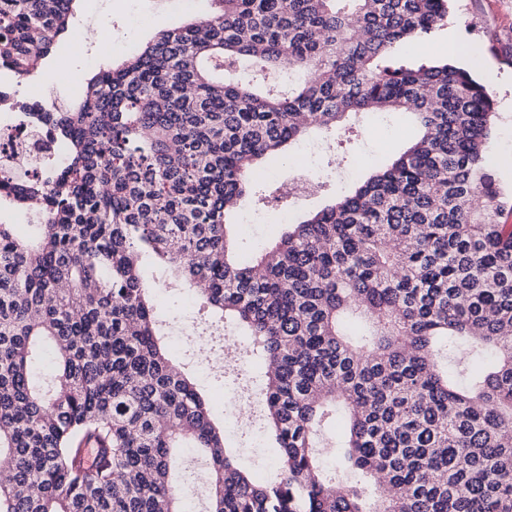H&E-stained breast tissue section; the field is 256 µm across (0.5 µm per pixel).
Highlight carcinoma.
<instances>
[{
	"label": "carcinoma",
	"mask_w": 512,
	"mask_h": 512,
	"mask_svg": "<svg viewBox=\"0 0 512 512\" xmlns=\"http://www.w3.org/2000/svg\"><path fill=\"white\" fill-rule=\"evenodd\" d=\"M76 2L0 0V72L32 79ZM212 2L40 113L63 160L0 171V211L38 217L25 237L0 221V512H184L177 448L207 461L208 512H512V224L491 95L445 57L395 53L450 0ZM369 112L420 134L239 261L240 201L290 206L259 165ZM144 257L250 336L270 478L239 467L163 345ZM47 347L48 383L32 369Z\"/></svg>",
	"instance_id": "1"
}]
</instances>
